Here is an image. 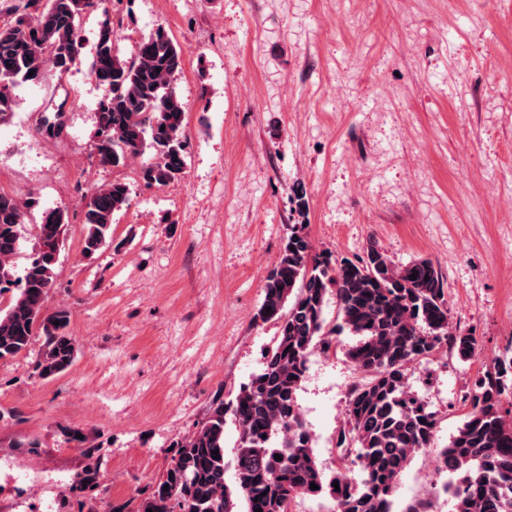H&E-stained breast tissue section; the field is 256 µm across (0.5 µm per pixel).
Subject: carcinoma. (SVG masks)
<instances>
[{"label": "carcinoma", "instance_id": "1", "mask_svg": "<svg viewBox=\"0 0 512 512\" xmlns=\"http://www.w3.org/2000/svg\"><path fill=\"white\" fill-rule=\"evenodd\" d=\"M94 9L101 10V21L90 76L108 88L99 105L97 142L108 144L106 162L112 166L143 156L140 179L148 186L167 185L185 166L186 108L176 86L182 49L158 25L132 57L121 56L104 0H20L9 9L15 18L0 24V124L11 116L16 88L40 84L51 74L61 77L80 61V21ZM129 201L130 186L120 179L87 196L83 257L106 245L113 216ZM37 205L32 197L22 202L0 192V296L8 295L0 308V360L28 350L38 336L43 344L35 369L49 379L67 371L76 354L69 311L44 308L68 221L61 208L42 213L32 260L23 276H15L12 259L24 210ZM330 293L340 317L333 327L324 316ZM258 317L278 325L262 367L233 398L214 400L192 435L172 444L167 473L137 512H237L238 500L243 512H292L297 498L323 495L333 500V512H393L403 472L416 453L430 447L438 428L437 412L409 386L411 368L443 347L462 360L476 350L474 333L450 321L439 267L429 259L399 267L374 243L352 259L316 253L300 224L266 279ZM345 328L359 337L347 357L360 379L349 388L336 448L359 467L361 477L342 469L328 480L316 461L298 391L311 353L329 352ZM507 397L512 357L495 360L464 395V422L440 452L439 470L449 475L441 491L454 499L456 512H512V416L502 413ZM229 419L238 430L232 488L225 482L224 461ZM78 434L71 431V439L93 462L74 477L70 492L91 498L100 488L102 462Z\"/></svg>", "mask_w": 512, "mask_h": 512}]
</instances>
